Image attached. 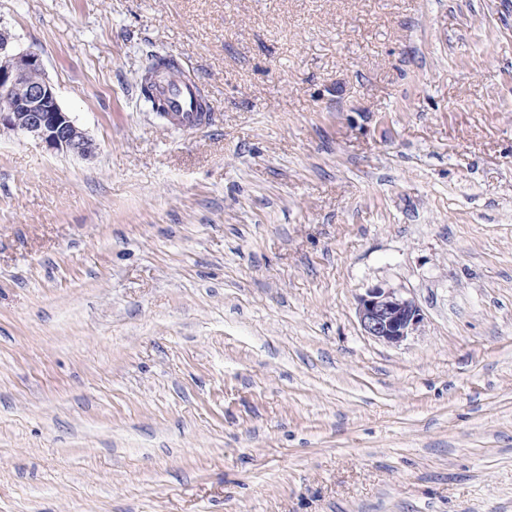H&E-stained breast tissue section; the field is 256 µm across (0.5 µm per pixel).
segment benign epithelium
<instances>
[{
  "instance_id": "1",
  "label": "benign epithelium",
  "mask_w": 512,
  "mask_h": 512,
  "mask_svg": "<svg viewBox=\"0 0 512 512\" xmlns=\"http://www.w3.org/2000/svg\"><path fill=\"white\" fill-rule=\"evenodd\" d=\"M4 129L29 134L50 150L81 157L95 151L93 140L59 105L40 56L14 53L9 35L0 30V131ZM356 310L364 333L386 344L402 342L422 321L412 300L382 284L366 289Z\"/></svg>"
}]
</instances>
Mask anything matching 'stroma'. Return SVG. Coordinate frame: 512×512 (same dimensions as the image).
I'll return each instance as SVG.
<instances>
[{"mask_svg":"<svg viewBox=\"0 0 512 512\" xmlns=\"http://www.w3.org/2000/svg\"><path fill=\"white\" fill-rule=\"evenodd\" d=\"M87 158L0 132V512H512V0H0ZM173 57L207 124L141 87ZM419 307L397 345L356 303ZM357 316L367 336L396 345L422 321L418 306L392 288L376 284L357 299Z\"/></svg>","mask_w":512,"mask_h":512,"instance_id":"1","label":"stroma"}]
</instances>
